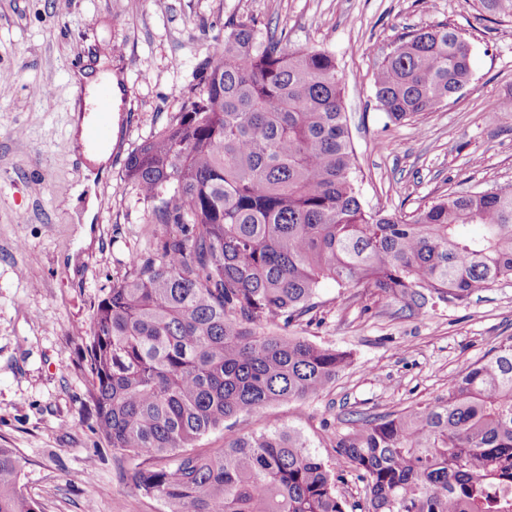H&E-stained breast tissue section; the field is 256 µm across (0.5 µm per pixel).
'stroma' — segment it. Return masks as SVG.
Masks as SVG:
<instances>
[{
	"instance_id": "1",
	"label": "stroma",
	"mask_w": 512,
	"mask_h": 512,
	"mask_svg": "<svg viewBox=\"0 0 512 512\" xmlns=\"http://www.w3.org/2000/svg\"><path fill=\"white\" fill-rule=\"evenodd\" d=\"M255 18L260 37L316 46L336 57L344 110L369 209L404 215L455 191L512 184V23L471 0H0V446L18 449L24 488L40 512H165L141 496L100 434L89 399L85 338L94 308L129 260L153 251L165 225L125 177L128 154L165 127L197 60L224 40L227 16ZM448 24L471 47L472 80L439 110L391 122L373 74L408 31ZM111 56L120 88L107 202L78 224L81 165L68 127L82 90L72 65ZM314 320L297 336L353 353L318 399L239 418L261 433L302 427L330 457L323 425L344 431L348 412L382 415L430 401L449 380L512 336V281L463 303L405 317L358 288L323 283Z\"/></svg>"
}]
</instances>
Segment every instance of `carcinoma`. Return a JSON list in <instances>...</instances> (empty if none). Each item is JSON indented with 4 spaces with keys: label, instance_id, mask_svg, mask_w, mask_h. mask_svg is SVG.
<instances>
[{
    "label": "carcinoma",
    "instance_id": "carcinoma-1",
    "mask_svg": "<svg viewBox=\"0 0 512 512\" xmlns=\"http://www.w3.org/2000/svg\"><path fill=\"white\" fill-rule=\"evenodd\" d=\"M473 2L512 22V0ZM471 76L459 31L419 29L380 62L375 96L390 119L417 121ZM343 93L331 53L262 42L254 20L230 15L175 119L126 159L148 223L177 231L134 255L94 310L90 396L134 488L167 512H347L343 471L302 430L230 423L313 400L353 364L288 335L323 281L405 316L512 281V184L404 216L365 209ZM346 424L324 441L365 485L361 512H512V336L434 400ZM218 428L224 447L196 451ZM22 472L18 450L0 447V512H38Z\"/></svg>",
    "mask_w": 512,
    "mask_h": 512
}]
</instances>
